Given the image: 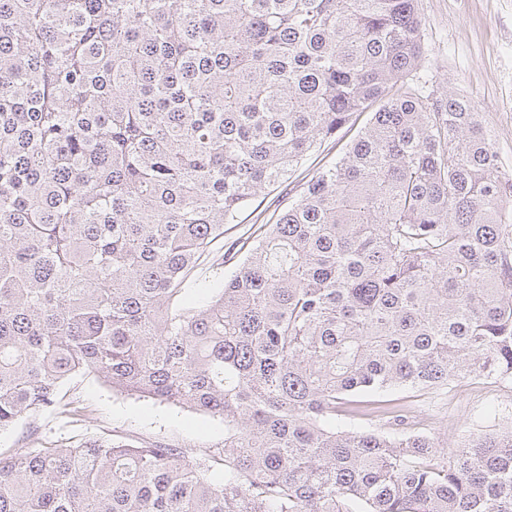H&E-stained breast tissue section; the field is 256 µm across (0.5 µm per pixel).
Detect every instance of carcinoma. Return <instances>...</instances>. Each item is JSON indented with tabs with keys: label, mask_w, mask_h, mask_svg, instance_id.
<instances>
[{
	"label": "carcinoma",
	"mask_w": 512,
	"mask_h": 512,
	"mask_svg": "<svg viewBox=\"0 0 512 512\" xmlns=\"http://www.w3.org/2000/svg\"><path fill=\"white\" fill-rule=\"evenodd\" d=\"M422 50L416 0H0V430L77 372L224 421L218 481L88 440L0 457V512H512V426L450 455L386 399L512 384V179L471 101L412 82ZM368 114H364L360 116L354 123H349L346 125L338 134V143L324 146V154L323 159L325 162L335 161L339 153H341L356 137L360 128L366 122ZM292 185L287 188H279L268 195L264 194L249 208L244 210L235 224H226L224 226V237L215 240L209 247L207 253L201 260L200 265L188 277L185 283V304L192 305L196 303L202 293L207 296L218 288L224 282V274H227L232 261L242 257L239 253L235 259L229 263H224L243 242L249 241L253 231L259 224H262L273 213L275 209H282L288 206L291 196L295 193ZM290 191V192H289ZM233 247V250H231ZM230 248V250H229ZM229 255L227 256V254ZM225 255V256H224ZM227 257V259H225ZM208 288L207 290H205Z\"/></svg>",
	"instance_id": "cac0c4a2"
}]
</instances>
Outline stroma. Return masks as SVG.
I'll list each match as a JSON object with an SVG mask.
<instances>
[{
	"mask_svg": "<svg viewBox=\"0 0 512 512\" xmlns=\"http://www.w3.org/2000/svg\"><path fill=\"white\" fill-rule=\"evenodd\" d=\"M418 8L425 50L414 72L415 83L427 92L471 99L484 127L492 131L502 176L512 179V0H418ZM290 198L288 189H276L260 196L235 223L225 225L223 237L211 244L185 283L186 304L196 303L205 290L223 283L229 250L248 241L257 226L274 210L286 207ZM62 392L71 412L44 410L0 431V454L99 438L162 442L192 455L209 453L213 475L222 476V420L112 391L94 374L70 376ZM394 396L408 416L431 417L432 436L451 447L466 434L512 424L511 386L486 396L457 390L421 395L406 389ZM489 406L495 407V416L482 418Z\"/></svg>",
	"mask_w": 512,
	"mask_h": 512,
	"instance_id": "1",
	"label": "stroma"
}]
</instances>
